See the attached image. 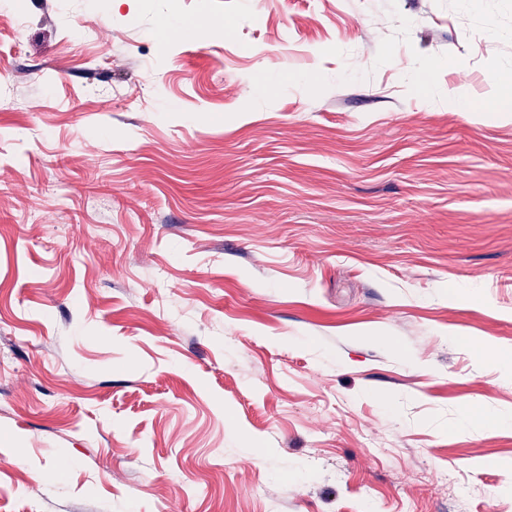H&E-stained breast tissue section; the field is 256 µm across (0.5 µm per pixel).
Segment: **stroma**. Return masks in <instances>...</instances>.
Returning <instances> with one entry per match:
<instances>
[{
	"label": "stroma",
	"mask_w": 512,
	"mask_h": 512,
	"mask_svg": "<svg viewBox=\"0 0 512 512\" xmlns=\"http://www.w3.org/2000/svg\"><path fill=\"white\" fill-rule=\"evenodd\" d=\"M2 8L0 512H512V0ZM491 80L497 87L491 108L499 112H512V71L499 70L492 75Z\"/></svg>",
	"instance_id": "obj_1"
}]
</instances>
